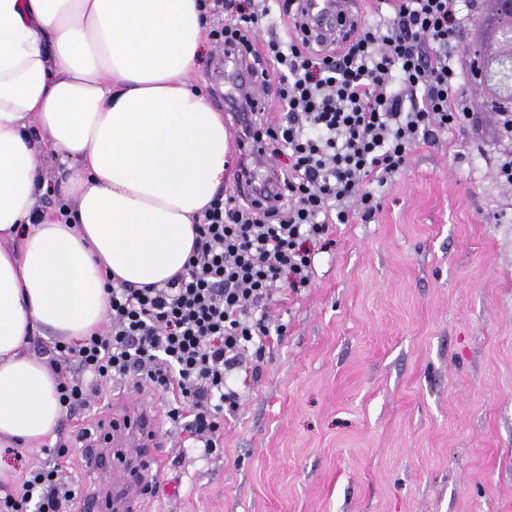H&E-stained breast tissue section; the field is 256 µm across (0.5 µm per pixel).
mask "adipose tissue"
Wrapping results in <instances>:
<instances>
[{
  "instance_id": "ef3b65f1",
  "label": "adipose tissue",
  "mask_w": 512,
  "mask_h": 512,
  "mask_svg": "<svg viewBox=\"0 0 512 512\" xmlns=\"http://www.w3.org/2000/svg\"><path fill=\"white\" fill-rule=\"evenodd\" d=\"M206 30L197 0H0L1 448L38 447L63 416L32 337L81 342L107 277L160 286L188 263L230 151L187 80ZM53 157L64 222L35 212Z\"/></svg>"
}]
</instances>
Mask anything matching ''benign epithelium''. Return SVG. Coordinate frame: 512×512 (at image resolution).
I'll list each match as a JSON object with an SVG mask.
<instances>
[{
	"mask_svg": "<svg viewBox=\"0 0 512 512\" xmlns=\"http://www.w3.org/2000/svg\"><path fill=\"white\" fill-rule=\"evenodd\" d=\"M494 45L475 52L474 73L493 112H512V0H493Z\"/></svg>",
	"mask_w": 512,
	"mask_h": 512,
	"instance_id": "obj_1",
	"label": "benign epithelium"
}]
</instances>
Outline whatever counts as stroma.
<instances>
[{"label": "stroma", "mask_w": 512, "mask_h": 512, "mask_svg": "<svg viewBox=\"0 0 512 512\" xmlns=\"http://www.w3.org/2000/svg\"><path fill=\"white\" fill-rule=\"evenodd\" d=\"M492 7L476 0L461 30L464 63L491 43ZM465 94L479 126L429 133L371 221L332 226L309 288L277 290L286 330L234 373L221 452L187 453L149 394L164 475L144 512H512V183L496 174L512 142L486 90ZM125 389L47 441L80 494L115 493L88 463Z\"/></svg>", "instance_id": "1"}]
</instances>
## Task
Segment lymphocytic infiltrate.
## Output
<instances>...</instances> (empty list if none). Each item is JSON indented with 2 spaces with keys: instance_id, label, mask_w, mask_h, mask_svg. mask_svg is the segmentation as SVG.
I'll use <instances>...</instances> for the list:
<instances>
[{
  "instance_id": "f902f5d3",
  "label": "lymphocytic infiltrate",
  "mask_w": 512,
  "mask_h": 512,
  "mask_svg": "<svg viewBox=\"0 0 512 512\" xmlns=\"http://www.w3.org/2000/svg\"><path fill=\"white\" fill-rule=\"evenodd\" d=\"M383 2L382 21L348 24L327 42L311 34L306 0H198L216 49L254 77L238 93L251 115L242 137L261 143L279 187L264 202L216 194L195 219L185 273L160 287L113 284L103 333L56 344L66 412L130 376L170 396L167 418L193 450L215 453L224 413L240 401L232 373L284 330L272 307L279 282L308 287L331 225L372 219L374 184L399 175L430 131L478 124L452 52L464 23L459 0ZM270 88L277 116L253 106L254 92ZM49 454L0 499V512H70L78 493L59 477L65 453Z\"/></svg>"
}]
</instances>
